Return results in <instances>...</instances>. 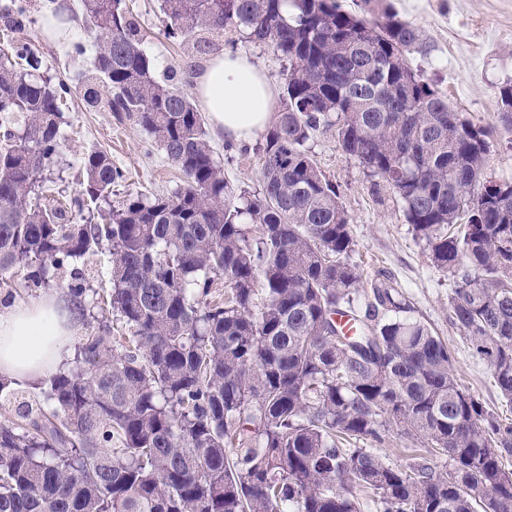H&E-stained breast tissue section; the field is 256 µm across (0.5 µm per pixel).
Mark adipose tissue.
<instances>
[{"label": "adipose tissue", "mask_w": 512, "mask_h": 512, "mask_svg": "<svg viewBox=\"0 0 512 512\" xmlns=\"http://www.w3.org/2000/svg\"><path fill=\"white\" fill-rule=\"evenodd\" d=\"M193 82L211 127L226 141L254 142L277 119V89L244 53L211 57ZM78 326L77 313L58 292L12 302L0 312V376L31 384L48 378Z\"/></svg>", "instance_id": "1"}]
</instances>
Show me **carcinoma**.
<instances>
[{"label": "carcinoma", "mask_w": 512, "mask_h": 512, "mask_svg": "<svg viewBox=\"0 0 512 512\" xmlns=\"http://www.w3.org/2000/svg\"><path fill=\"white\" fill-rule=\"evenodd\" d=\"M81 7L106 35L87 104L134 117L184 184L113 208L125 174L93 151L85 193L108 222L82 200L32 204L69 88L36 74L26 44L0 53V288L20 273L83 320L107 312L43 401L0 422V512H361V493L376 512H512V420L459 384L397 283L363 288L351 218L309 147L331 133L399 197L452 276V323L512 404V181L485 178L492 126L410 65L418 30L385 0L360 5L376 21L338 0H162L172 42L202 52L234 32L288 64L250 192L224 178L195 101L156 77L124 0ZM5 10V30L24 29L26 4ZM498 107L511 123L512 85ZM103 250L97 289L86 262ZM392 429L421 443L403 465L365 448Z\"/></svg>", "instance_id": "obj_1"}]
</instances>
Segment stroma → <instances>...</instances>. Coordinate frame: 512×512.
Here are the masks:
<instances>
[{
    "label": "stroma",
    "instance_id": "stroma-1",
    "mask_svg": "<svg viewBox=\"0 0 512 512\" xmlns=\"http://www.w3.org/2000/svg\"><path fill=\"white\" fill-rule=\"evenodd\" d=\"M29 22L16 38L27 43L41 62L39 73L71 89L63 111L61 154L44 185L48 198L72 201L83 189L84 154L107 152L123 169L125 180L112 188L113 201L127 194H165L182 185L179 169L126 113L107 105L87 106L82 98L84 74L90 67L95 34L83 19L80 0H27ZM138 14L142 47L154 60L157 76L176 73L179 88L193 93L192 76L205 57L187 54L163 35L160 0H126ZM399 16L418 28L421 44L410 56L424 81L444 95L449 106L474 122L491 125L485 176L512 180V125L498 116V91L512 82V0H390ZM82 43L85 54L72 53ZM323 173L339 186L352 218L356 241L352 255L363 281L377 274L391 277L402 288L416 319L447 342L459 383L488 410L512 419V404L496 387L487 363L472 355L452 325V279L432 262L425 243L407 223L400 199L376 187L328 134L310 142Z\"/></svg>",
    "mask_w": 512,
    "mask_h": 512
}]
</instances>
